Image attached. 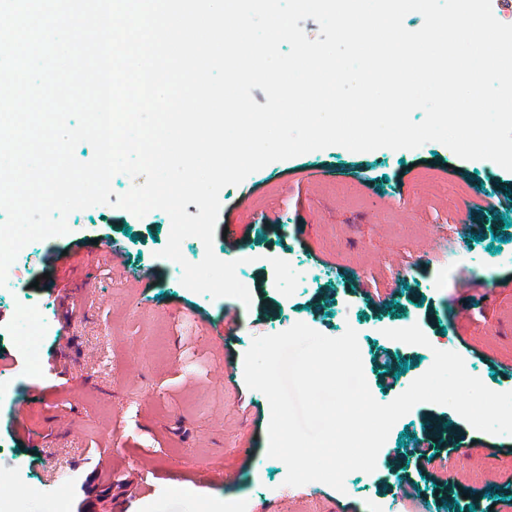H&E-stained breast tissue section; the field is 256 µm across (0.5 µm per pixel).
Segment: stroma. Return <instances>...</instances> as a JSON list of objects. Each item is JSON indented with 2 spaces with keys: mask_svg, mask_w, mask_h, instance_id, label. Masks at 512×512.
Listing matches in <instances>:
<instances>
[{
  "mask_svg": "<svg viewBox=\"0 0 512 512\" xmlns=\"http://www.w3.org/2000/svg\"><path fill=\"white\" fill-rule=\"evenodd\" d=\"M490 185H512V172L438 142L332 146L270 163L219 195L213 251L246 259L236 275L247 306L182 285L158 256L166 212L71 213L69 233L35 243L26 278L0 292V377L27 402L21 424L15 402L0 403V449L29 465L0 497L17 512H224L241 501L249 512H369L375 500L400 512H512V436L431 403L395 423L374 472L350 473L345 491L286 487L284 463L266 455L268 400L243 376L254 337L298 322L338 337L352 323L379 403L430 368L435 344L491 390L512 391V208L482 199ZM228 224L234 237L223 235ZM107 240L121 244L122 265L101 254ZM62 252L66 262L51 264ZM21 299L50 324L32 358L18 339ZM403 323L429 346L385 336ZM437 419L449 440L431 461L416 459L411 448ZM202 466L223 469V484L194 483ZM142 471L168 480V494L141 493Z\"/></svg>",
  "mask_w": 512,
  "mask_h": 512,
  "instance_id": "stroma-1",
  "label": "stroma"
}]
</instances>
